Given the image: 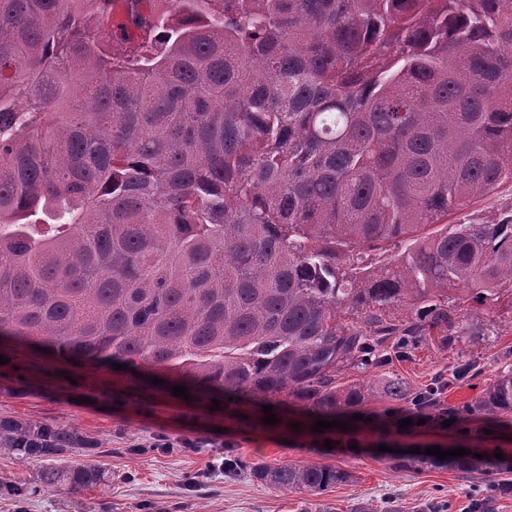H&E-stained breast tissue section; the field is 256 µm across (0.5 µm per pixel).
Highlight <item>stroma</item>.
I'll use <instances>...</instances> for the list:
<instances>
[{
    "instance_id": "stroma-1",
    "label": "stroma",
    "mask_w": 512,
    "mask_h": 512,
    "mask_svg": "<svg viewBox=\"0 0 512 512\" xmlns=\"http://www.w3.org/2000/svg\"><path fill=\"white\" fill-rule=\"evenodd\" d=\"M512 215V182L452 213V224H486ZM454 314V340L442 345L439 331L385 366L351 368L339 373L338 385L366 386L391 374L400 375L411 392L424 391L436 376L451 384L441 398L454 423L445 428L396 432L387 420L391 402L369 397L362 420L350 430L314 432L312 420L280 414L276 424L263 423L262 411L230 404L213 411L208 404L178 400L131 386L120 376L93 372L66 362L51 364L29 352L12 353L0 366V417L16 416L78 429L98 443L91 462L108 474L105 484L79 495L56 489L17 503L0 497V512H304L305 495L266 488L240 471L210 472L207 481L188 485V475L210 471L221 457L232 455L277 464L327 465L352 473L349 482L331 487L315 504L319 512H355L356 507L391 496L399 512H420L428 501H448V512H468L474 490L485 476L481 469H446L430 464L417 470H394V450L438 446L470 453H502L501 475L512 480V421L485 425L461 415L512 366V293L478 305L471 292L448 294ZM474 360L479 372L455 381L458 362ZM166 438L197 441L201 452L154 450L138 445ZM336 441L326 449L325 440Z\"/></svg>"
}]
</instances>
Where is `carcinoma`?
I'll list each match as a JSON object with an SVG mask.
<instances>
[{"label":"carcinoma","mask_w":512,"mask_h":512,"mask_svg":"<svg viewBox=\"0 0 512 512\" xmlns=\"http://www.w3.org/2000/svg\"><path fill=\"white\" fill-rule=\"evenodd\" d=\"M126 2L129 51L89 26L115 0H0V355L334 420L369 395L338 373L450 330L449 291L512 289V216L429 231L512 181V0ZM400 237L396 263L350 267ZM511 414L508 368L470 415ZM95 447L0 417V451L38 463L0 496L104 483L62 461ZM249 472L315 498L352 478Z\"/></svg>","instance_id":"cac0c4a2"}]
</instances>
